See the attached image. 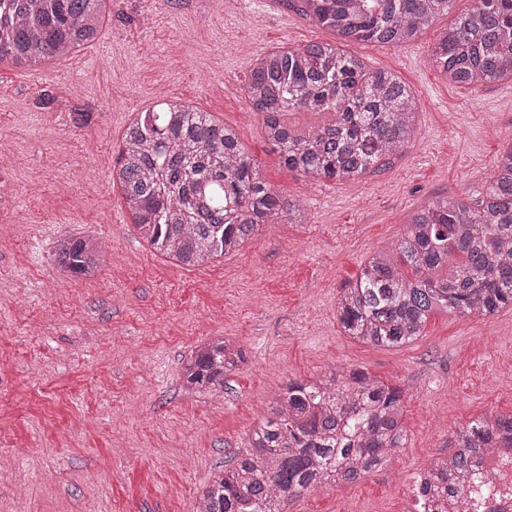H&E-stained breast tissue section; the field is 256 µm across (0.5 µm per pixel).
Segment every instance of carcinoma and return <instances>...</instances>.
I'll return each mask as SVG.
<instances>
[{
    "instance_id": "obj_1",
    "label": "carcinoma",
    "mask_w": 512,
    "mask_h": 512,
    "mask_svg": "<svg viewBox=\"0 0 512 512\" xmlns=\"http://www.w3.org/2000/svg\"><path fill=\"white\" fill-rule=\"evenodd\" d=\"M298 8L334 31L340 44L312 41L275 48L252 62L245 88L251 111L281 163L314 179L359 180L387 166L417 132L412 88L388 70H371L346 43L415 40L452 0H300ZM0 22V62L34 67L43 55H70L99 35L97 0H10ZM433 65L456 85L512 80V0H476L434 43ZM332 120L304 131L296 110ZM118 182L133 226L162 257L200 267L239 250L278 216L308 219L304 205L272 190L236 130L205 112L167 106L140 113L126 128ZM394 251L369 257L337 300L346 335L399 347L422 335L431 315L491 316L512 308V146L498 154L483 196L432 201L416 210ZM105 243L76 238L56 252L63 275L94 278ZM459 262L448 267L453 259ZM410 267V278L404 267ZM449 268L446 276L432 273ZM246 362L224 336L197 346L181 366L184 391L216 395L224 376ZM400 389L362 369L331 371L315 383L290 381L269 416L251 430L245 454L216 471L197 512H287L288 504L331 484H353L386 466L405 441ZM512 441V415L489 413L456 433L452 452L428 468L423 492H464L475 459Z\"/></svg>"
}]
</instances>
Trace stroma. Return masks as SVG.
Returning <instances> with one entry per match:
<instances>
[{
    "label": "stroma",
    "mask_w": 512,
    "mask_h": 512,
    "mask_svg": "<svg viewBox=\"0 0 512 512\" xmlns=\"http://www.w3.org/2000/svg\"><path fill=\"white\" fill-rule=\"evenodd\" d=\"M298 0H112L96 42L43 69L0 63V512H194L210 474L234 463L291 380L367 369L401 389L405 442L389 466L304 495L288 512H414L406 474L448 454L488 413L512 414V309L438 311L414 342L347 336L337 299L364 261L391 254L430 201L481 197L512 145V80L454 86L431 49L473 0H453L413 42L351 43L416 94L417 135L358 181L285 168L245 95L253 58L336 43ZM51 103H44L43 94ZM180 99L236 128L262 179L309 223L264 225L215 264L174 266L129 221L112 183L125 128ZM83 112L87 124L72 121ZM103 238L100 274L64 278L53 254ZM212 336L248 353L215 396L187 395L181 362Z\"/></svg>",
    "instance_id": "obj_1"
}]
</instances>
